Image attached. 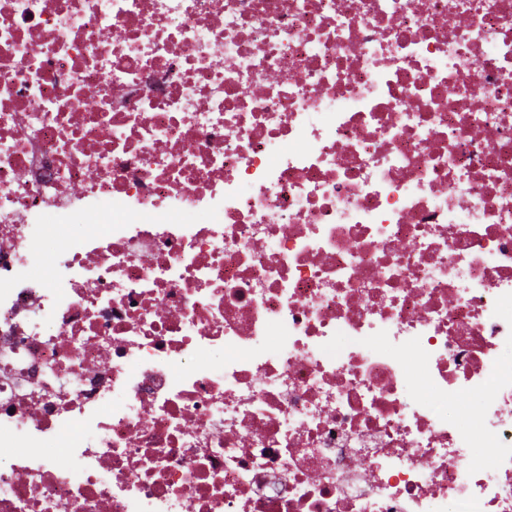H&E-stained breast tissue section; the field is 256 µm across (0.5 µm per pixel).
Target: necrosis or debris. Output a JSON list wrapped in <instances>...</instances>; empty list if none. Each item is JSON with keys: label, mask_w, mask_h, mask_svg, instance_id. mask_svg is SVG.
Segmentation results:
<instances>
[{"label": "necrosis or debris", "mask_w": 512, "mask_h": 512, "mask_svg": "<svg viewBox=\"0 0 512 512\" xmlns=\"http://www.w3.org/2000/svg\"><path fill=\"white\" fill-rule=\"evenodd\" d=\"M507 351L512 0H0V512H512Z\"/></svg>", "instance_id": "obj_1"}]
</instances>
